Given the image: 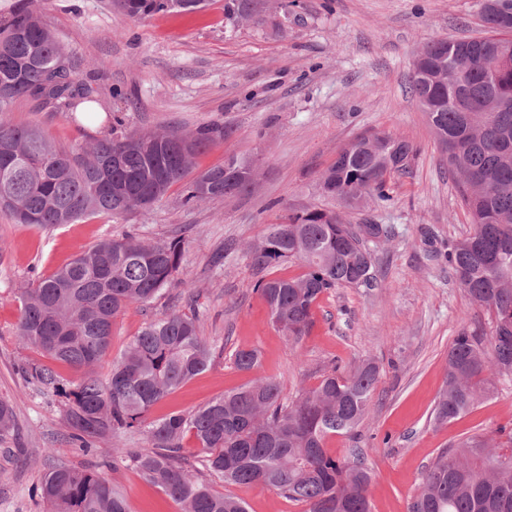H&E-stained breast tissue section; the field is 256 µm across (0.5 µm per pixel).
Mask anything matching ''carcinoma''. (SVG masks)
I'll list each match as a JSON object with an SVG mask.
<instances>
[{
  "mask_svg": "<svg viewBox=\"0 0 512 512\" xmlns=\"http://www.w3.org/2000/svg\"><path fill=\"white\" fill-rule=\"evenodd\" d=\"M171 0H113L135 20L170 10ZM256 0H226L224 16L249 23ZM485 35L437 40L419 53L422 74L411 90L428 113L450 170L460 177L462 202L472 224L448 244V267L470 301L491 317L482 344L462 332L448 350L443 392L434 420L448 423L469 412L512 377V57L490 65L499 42L512 39V0H481ZM89 89L74 77V62L42 14L23 0L0 20V211L18 224L54 227L95 213L122 215L155 204L174 185L192 206L246 192L256 174L250 158L188 178L195 157L230 129L204 126L194 133L122 132L76 149H62L35 126H17L11 104L28 98L52 109L83 113ZM413 146L398 137L361 134L321 174L322 192L356 208L367 197H388L387 176L407 169ZM388 233L382 224L351 225L318 208L269 225L248 246L254 264L298 262L303 272L258 283L272 324L297 342L313 323L318 300L338 286H376L363 240ZM185 241L147 242L134 235L105 238L21 294L17 335L41 355L83 371L71 383L53 368L29 363L28 380L60 399L71 440L87 455L96 441L144 432L151 447L124 448L112 458L133 466L181 512H247L241 500L216 491L226 484H258L308 506L307 512H371V475L364 452L336 458L324 448L331 435L350 434L369 413L378 368L371 362L330 367L319 383L287 403L278 382L259 377L188 413L148 419L152 407L211 364L213 346L198 333L199 311L150 318L112 360L107 378L94 368L111 346L112 319L128 306L146 308L174 281ZM236 367H258L254 350L234 353ZM10 402L0 399V435L13 427ZM198 448L190 462L182 441ZM440 456L425 472L408 512H512V428L473 435ZM49 512H130L122 493L88 466L52 465L39 487Z\"/></svg>",
  "mask_w": 512,
  "mask_h": 512,
  "instance_id": "cac0c4a2",
  "label": "carcinoma"
}]
</instances>
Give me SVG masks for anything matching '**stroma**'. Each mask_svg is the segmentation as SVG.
Listing matches in <instances>:
<instances>
[{"label":"stroma","instance_id":"1","mask_svg":"<svg viewBox=\"0 0 512 512\" xmlns=\"http://www.w3.org/2000/svg\"><path fill=\"white\" fill-rule=\"evenodd\" d=\"M480 0H262L273 22L236 26L224 0L192 13H160L137 21L109 0H35L60 42L90 82L98 124H85L30 100L16 101L13 123L39 127L57 146L79 147L108 135L112 115L129 130L184 133L216 123L228 137L195 159V172L231 154L263 155L249 191L193 208L179 187L147 210L121 217L103 213L73 224L36 228L0 214V399L12 403L15 427L0 440V512H45L36 493L47 458L87 464L70 439L57 400L26 382L18 368L40 353L16 336L20 291L53 274L100 239L133 232L146 240L184 238L187 247L174 284L149 311L130 306L112 323L107 375L149 315L187 310L185 286L197 293L199 334L214 361L151 410L158 417L192 411L257 377L279 382L285 401L316 385L331 363L374 361L380 376L373 405L355 435H333L334 456L360 448L372 471V512H408L423 472L443 452L475 433L512 423V378L471 412L434 427L431 417L444 385L448 349L460 332L488 340L490 317L458 287L448 266V243L471 230L428 116L410 91L413 61L436 39L478 35ZM397 135L415 155L390 176V199L353 210L323 196L318 182L337 152L362 133ZM320 208L350 224H388L390 238L366 241L377 285L342 286L324 294L313 325L299 342L270 322L255 291L259 280L292 277L299 265L259 268L246 253L268 225L291 213ZM255 349L260 366L236 368L233 354ZM131 512H178L132 468L104 467ZM221 493L243 500L248 512H306L305 504L259 485H227Z\"/></svg>","mask_w":512,"mask_h":512}]
</instances>
